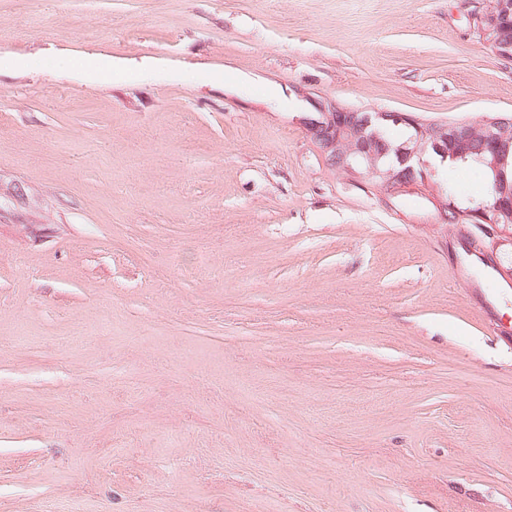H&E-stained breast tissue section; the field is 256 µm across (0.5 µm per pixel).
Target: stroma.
<instances>
[{
    "instance_id": "stroma-1",
    "label": "stroma",
    "mask_w": 512,
    "mask_h": 512,
    "mask_svg": "<svg viewBox=\"0 0 512 512\" xmlns=\"http://www.w3.org/2000/svg\"><path fill=\"white\" fill-rule=\"evenodd\" d=\"M473 11L0 0V512H512V236L303 124L512 115Z\"/></svg>"
}]
</instances>
